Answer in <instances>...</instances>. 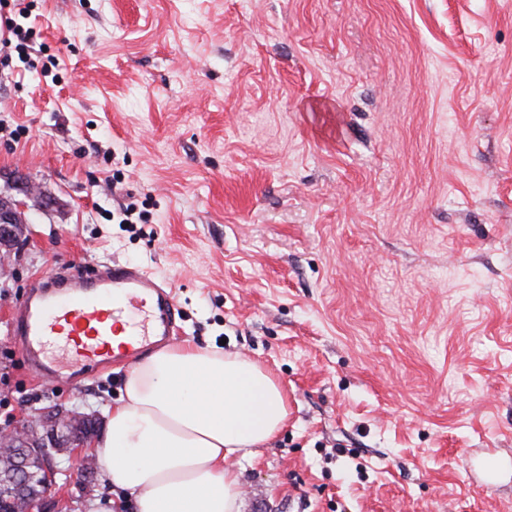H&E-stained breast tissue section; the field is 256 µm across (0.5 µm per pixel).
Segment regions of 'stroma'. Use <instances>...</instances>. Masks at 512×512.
<instances>
[{"instance_id": "1", "label": "stroma", "mask_w": 512, "mask_h": 512, "mask_svg": "<svg viewBox=\"0 0 512 512\" xmlns=\"http://www.w3.org/2000/svg\"><path fill=\"white\" fill-rule=\"evenodd\" d=\"M0 427L106 417L121 362L33 378L9 316L70 264L144 267L174 343L258 361L288 422L243 512H512V0H9ZM146 223L125 221L128 201ZM507 459L492 487L464 463ZM73 512H135L66 456ZM13 188L17 190L15 195L0 193V272L5 270L15 249L22 242L29 224L26 205L17 195L27 198L38 194L36 188L29 184L24 177L17 172L13 178Z\"/></svg>"}]
</instances>
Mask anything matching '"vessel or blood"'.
Wrapping results in <instances>:
<instances>
[{
    "instance_id": "b4317fda",
    "label": "vessel or blood",
    "mask_w": 512,
    "mask_h": 512,
    "mask_svg": "<svg viewBox=\"0 0 512 512\" xmlns=\"http://www.w3.org/2000/svg\"><path fill=\"white\" fill-rule=\"evenodd\" d=\"M179 320L172 289L141 267L115 263L92 270L79 266L61 295L31 289L17 305L10 329L27 368L56 382L62 367L46 357L48 346L66 350V367L76 376L111 364L115 332L125 334L124 355L132 359L175 335Z\"/></svg>"
}]
</instances>
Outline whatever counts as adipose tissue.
Returning a JSON list of instances; mask_svg holds the SVG:
<instances>
[{
	"label": "adipose tissue",
	"instance_id": "1",
	"mask_svg": "<svg viewBox=\"0 0 512 512\" xmlns=\"http://www.w3.org/2000/svg\"><path fill=\"white\" fill-rule=\"evenodd\" d=\"M288 420V392L256 361L190 342L128 371L96 456L136 512H241L231 458L250 460Z\"/></svg>",
	"mask_w": 512,
	"mask_h": 512
}]
</instances>
